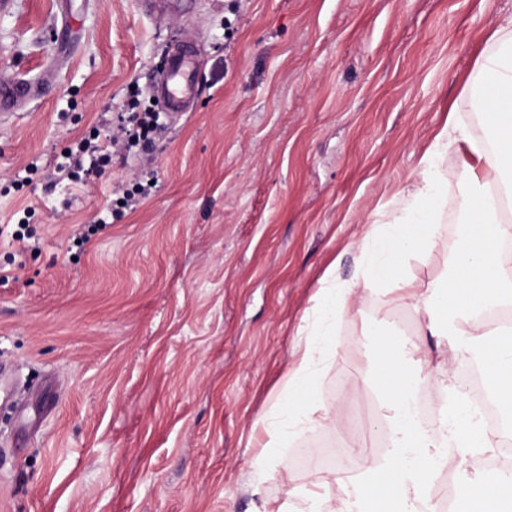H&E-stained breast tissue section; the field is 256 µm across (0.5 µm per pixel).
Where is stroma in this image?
Segmentation results:
<instances>
[{
	"mask_svg": "<svg viewBox=\"0 0 512 512\" xmlns=\"http://www.w3.org/2000/svg\"><path fill=\"white\" fill-rule=\"evenodd\" d=\"M512 0H0V77L43 81L0 121V512H254L284 501L264 438L322 279L354 276L356 243L417 177L452 117L484 135L474 79ZM191 35L199 87L169 119L152 85ZM166 132L80 178L63 173L85 136L109 144L133 109ZM153 184L134 208L143 166ZM112 221L99 225L98 220ZM465 220L456 197L440 240L410 263L434 278ZM97 224L90 244L81 225ZM336 325L317 381L343 425L296 437L336 449L375 402L353 375L365 335L416 334V316L362 299Z\"/></svg>",
	"mask_w": 512,
	"mask_h": 512,
	"instance_id": "obj_1",
	"label": "stroma"
}]
</instances>
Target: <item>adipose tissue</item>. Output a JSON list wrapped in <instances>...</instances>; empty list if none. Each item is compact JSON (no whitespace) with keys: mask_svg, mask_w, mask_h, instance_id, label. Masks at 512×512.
<instances>
[{"mask_svg":"<svg viewBox=\"0 0 512 512\" xmlns=\"http://www.w3.org/2000/svg\"><path fill=\"white\" fill-rule=\"evenodd\" d=\"M493 53L479 67L481 84L495 93L482 99L485 140L465 125L449 123L435 135L411 187L402 192L384 221L369 225L359 241L358 272L348 282L327 276L309 317L307 338L296 345L286 384L271 410L258 417L267 441L254 459L258 473L285 468L283 450L295 433L314 432L340 417L317 391L319 366L335 357L338 319L352 313L359 294L382 296L417 318L418 338L390 332L377 337L382 353L373 368L378 389L375 424L386 437L384 449L359 443L352 467L328 471L322 486L337 495L310 496L296 478L288 480L287 502L263 501L261 512H512V478L482 474L472 485L455 486L447 506L434 502L428 488L443 449H456L459 467L471 463L476 448H500V432L488 430L474 400L490 393L501 415L512 419V16L495 29ZM455 166L463 183L450 187L443 172ZM456 193L470 219L459 225L451 272L423 280L408 262L437 247L436 216L449 193ZM455 337L450 350L431 354L424 336ZM477 359L481 387L462 390L453 367ZM434 382L442 400L433 427L417 419L413 405L424 382Z\"/></svg>","mask_w":512,"mask_h":512,"instance_id":"ef3b65f1","label":"adipose tissue"}]
</instances>
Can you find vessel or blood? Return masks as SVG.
Returning a JSON list of instances; mask_svg holds the SVG:
<instances>
[{"label": "vessel or blood", "mask_w": 512, "mask_h": 512, "mask_svg": "<svg viewBox=\"0 0 512 512\" xmlns=\"http://www.w3.org/2000/svg\"><path fill=\"white\" fill-rule=\"evenodd\" d=\"M167 67L162 79L154 85V92L164 98L174 116H181L186 104L195 98L198 88V63L195 55L182 48L167 51ZM39 84L22 78L0 80V113L14 114L20 104L36 98Z\"/></svg>", "instance_id": "b4317fda"}]
</instances>
